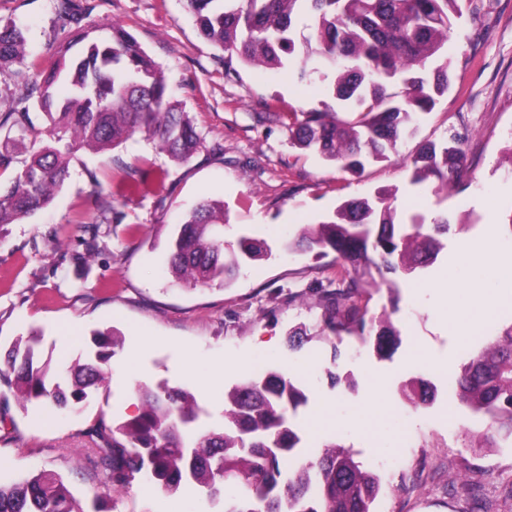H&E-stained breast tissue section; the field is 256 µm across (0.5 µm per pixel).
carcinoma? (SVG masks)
Wrapping results in <instances>:
<instances>
[{
	"label": "carcinoma",
	"mask_w": 512,
	"mask_h": 512,
	"mask_svg": "<svg viewBox=\"0 0 512 512\" xmlns=\"http://www.w3.org/2000/svg\"><path fill=\"white\" fill-rule=\"evenodd\" d=\"M200 35L224 50L225 78H237L238 61L258 69H288L300 82L332 78L336 109L321 100L307 110L286 114L292 144L352 174L369 161L382 162L414 134L419 119L448 93L451 60L445 55L459 0H186ZM314 18L317 46L296 49L292 15L299 9ZM58 17L79 24L90 11L82 0H57ZM26 37L17 25L0 27V75L14 85L15 106L0 119L32 136L40 131L30 107L50 122L60 142L96 150L114 148L135 133L144 134L171 160L185 164L202 146V137L182 111L159 66L136 38L114 23L104 37L85 28L48 61L25 54ZM462 139L450 133L427 141L411 156V181L451 187L459 177ZM71 148L46 144L31 149L22 168L0 190V227L46 208L70 176ZM393 197L351 198L333 216L303 226L285 247L298 254L334 253L336 288L321 289L317 330L304 324L288 330L287 343L299 349L317 338L330 348L325 375L330 387L351 391L352 374L339 370L345 337L355 338L379 357L401 343L393 322L397 307L375 316L359 300L374 277L410 275L432 264L439 236L451 228L446 215L422 214L395 221ZM263 239L240 236L224 241V202L204 198L187 211L168 244L167 271L187 287L230 285L243 265L271 256ZM97 351L74 360L62 374L50 375L35 349L42 333L18 337L0 359V415L18 404L39 403L73 409L89 389L109 382V361L123 346L113 329L95 333ZM457 404L485 422L478 438L485 448L512 445V323L473 353L452 374ZM411 407L432 404L437 389L428 381L401 386ZM135 415L111 423L98 418L84 432L86 460L104 483L127 487L145 473L162 491L188 486L206 489L222 503L220 512H372L380 484L361 468L354 453L334 442L314 458L301 455L303 436L294 423L307 404L304 387L282 369L246 374L224 392L223 423L202 430L195 394L163 382L141 384ZM237 484L225 498V486ZM0 512H86L53 470L0 483Z\"/></svg>",
	"instance_id": "cac0c4a2"
}]
</instances>
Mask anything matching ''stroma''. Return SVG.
<instances>
[{
    "label": "stroma",
    "mask_w": 512,
    "mask_h": 512,
    "mask_svg": "<svg viewBox=\"0 0 512 512\" xmlns=\"http://www.w3.org/2000/svg\"><path fill=\"white\" fill-rule=\"evenodd\" d=\"M83 27L122 24L161 68L176 98L197 125L203 146L185 164L173 162L143 134L104 152L75 151L70 176L48 208L0 231V348L31 330L43 333L42 351L59 365L87 354L93 333L114 329L124 338L110 361L108 389L89 392L80 413L44 406H12L0 422V481L40 469L61 473L84 508L107 500L112 512H216L198 489L160 491L145 476L109 490L77 460L83 431L98 418L134 414L142 384L167 381L189 387L221 421L224 392L244 375L241 362L264 357L287 367L307 387L298 412L306 454L323 443L352 450L378 474L373 512H512L503 487L512 482V447L476 448L478 420L448 400V375L458 371L498 326L487 321L468 344L454 335L448 298L466 305L468 273L459 257L494 235L503 240L512 215V0H459L462 16L448 39L453 87L423 117L414 136L391 161L367 163L357 175L290 141L286 121L271 107L316 106L321 83L296 87L287 71L240 67L224 78V52L199 33L185 0H92ZM24 27L27 53L50 59L70 38L72 26L56 18V0H0V26ZM464 138L463 183L448 194L411 185L401 160L419 142L446 129ZM165 171L162 194L125 200L124 166ZM394 195L398 217L447 215L454 229L428 268L397 278V290L378 283L368 290L370 312L398 300L394 318L399 348L387 358L358 354L345 339L341 368L353 373L352 391L331 388L324 374L325 346L289 350L285 334L315 326L320 290L335 272L332 257L291 255L283 240L301 226L335 211L342 201ZM125 212L103 220L97 196ZM224 202L226 240L246 234L264 239L271 258L250 262L228 288L171 286L164 271L166 245L181 215L202 198ZM134 370H127V361ZM422 378L438 388L437 401L413 410L399 394ZM400 458V470L379 460Z\"/></svg>",
    "instance_id": "1"
}]
</instances>
